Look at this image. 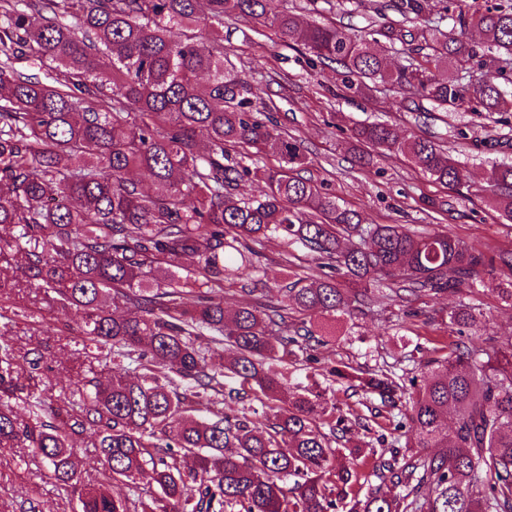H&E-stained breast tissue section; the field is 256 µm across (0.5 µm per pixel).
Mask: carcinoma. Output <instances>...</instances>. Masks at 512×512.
I'll use <instances>...</instances> for the list:
<instances>
[{"instance_id":"cac0c4a2","label":"carcinoma","mask_w":512,"mask_h":512,"mask_svg":"<svg viewBox=\"0 0 512 512\" xmlns=\"http://www.w3.org/2000/svg\"><path fill=\"white\" fill-rule=\"evenodd\" d=\"M269 0H0V224L15 235L0 260L79 316L74 334L85 354L128 365L105 381L56 401L40 388L51 371L41 345L19 357L0 343V448L41 457L57 489L78 494V512H333L354 497L360 512H512V346L464 342L420 361L422 382L386 372L358 390L390 410L389 425L411 436L377 456L349 452L348 422L362 415L326 411L288 392L273 361L314 360L316 332L293 319H330L380 295L411 302L460 292L501 277L512 302V248L485 252L446 230L367 224L302 175L305 147L277 117L253 111V91L224 56V18L261 20L320 62L342 67L341 91L398 94L407 112L512 111V92L473 88L448 71L471 74L466 30L484 36L490 61L512 73V0L450 6L386 0L371 21L373 42L334 23L305 22L297 9L268 15ZM400 15L394 26L385 11ZM422 41L400 64L390 53ZM31 57L55 76L19 69ZM354 149L402 155L434 182L459 193L466 174L440 138L401 136L386 121L355 124ZM278 159L256 198L239 192L260 171L266 151ZM495 203L512 222V164L492 167ZM305 252L325 270L295 277L281 304L258 302L228 312L215 294L227 275L259 272L258 247L270 237ZM189 257L193 267L177 271ZM126 308L114 316L107 303ZM483 312L463 305L449 324L473 328ZM230 359L208 361L211 344ZM247 391L224 393V371ZM242 403L224 413V400ZM253 398L269 410L259 425ZM212 417L195 416L202 402ZM457 414L448 431L443 416ZM86 433L105 465L96 485L81 484L73 440ZM437 452L431 453L429 449ZM402 491L398 498L361 482V471ZM149 474L150 501L127 490ZM286 482L292 483L288 489Z\"/></svg>"}]
</instances>
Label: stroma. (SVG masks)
<instances>
[{
  "label": "stroma",
  "instance_id": "obj_1",
  "mask_svg": "<svg viewBox=\"0 0 512 512\" xmlns=\"http://www.w3.org/2000/svg\"><path fill=\"white\" fill-rule=\"evenodd\" d=\"M379 0H271L270 10L302 7L306 16L318 21H332L354 33L369 34L370 21ZM224 49L245 73L254 102L260 110H272L289 133L306 147L308 175L323 185V190L340 204L358 211L369 224H406L423 228L428 224L447 226L454 237L475 245L496 248L512 246V223L503 220L487 192V173L492 165L512 163V111L478 113L462 106L448 117L432 112L425 117L390 108L384 94L376 97L346 99L339 95V66L320 63L303 54L296 45L278 41L272 31L256 21L228 18L224 21ZM385 120L402 134L442 135L449 153L465 167L470 189L455 201L447 216L425 211L427 198L447 195L448 190L425 177L408 159L387 152L374 151L371 165L356 162L350 149L349 126L363 121ZM260 274L261 289L242 292V280L224 283L225 309L263 300L276 305L280 289L290 272L311 278L322 270L316 260L303 253H292L280 239L264 243ZM0 300L19 311L16 321L0 320V340L14 342L23 350L43 345L53 371L49 385L53 389L77 387L82 381L108 378L110 369L82 353L63 323H74L73 312L57 308L43 290L28 286L21 273H10L9 285L0 288ZM482 308L488 334L498 345H512V305L505 303L490 285L460 293L429 295L413 305L384 302L375 312L359 311L322 321L326 332L323 342L315 345V368L305 362H279L276 370L283 375L289 391L317 394L324 407L346 408L355 404L357 394L347 382H336L327 371L347 365L361 372L389 369L413 370L418 360L437 348L463 341L482 345L478 333L459 336L449 325L448 314L462 304ZM40 310L53 318L60 333L39 337L22 318V311ZM41 500L47 512H77L78 502L60 498L45 474L41 460L28 448L0 449V512H19L28 498Z\"/></svg>",
  "mask_w": 512,
  "mask_h": 512
}]
</instances>
